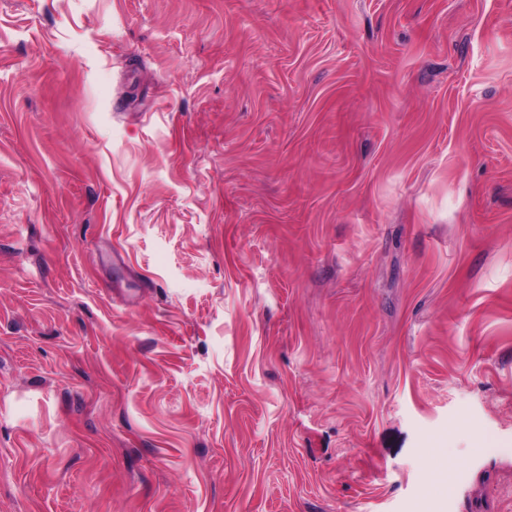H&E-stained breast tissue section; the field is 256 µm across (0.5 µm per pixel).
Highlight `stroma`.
<instances>
[{
    "instance_id": "35a3bbf8",
    "label": "stroma",
    "mask_w": 512,
    "mask_h": 512,
    "mask_svg": "<svg viewBox=\"0 0 512 512\" xmlns=\"http://www.w3.org/2000/svg\"><path fill=\"white\" fill-rule=\"evenodd\" d=\"M427 498L512 512V0H0V512Z\"/></svg>"
}]
</instances>
